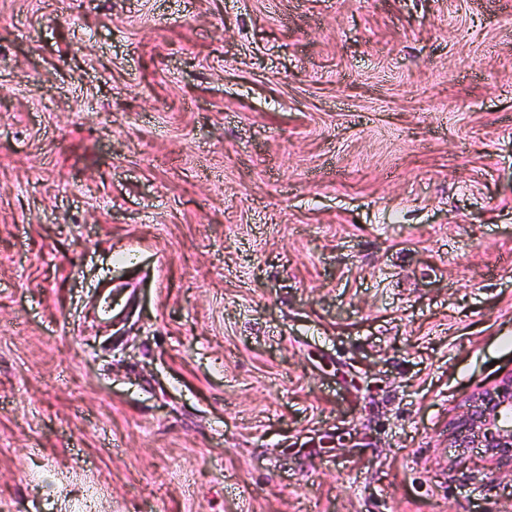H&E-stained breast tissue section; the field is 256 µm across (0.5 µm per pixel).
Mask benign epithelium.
<instances>
[{
	"instance_id": "benign-epithelium-1",
	"label": "benign epithelium",
	"mask_w": 512,
	"mask_h": 512,
	"mask_svg": "<svg viewBox=\"0 0 512 512\" xmlns=\"http://www.w3.org/2000/svg\"><path fill=\"white\" fill-rule=\"evenodd\" d=\"M477 433L489 457L500 464L512 463V371L484 389L457 425L455 447H467V439Z\"/></svg>"
}]
</instances>
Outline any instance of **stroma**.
Listing matches in <instances>:
<instances>
[{
    "label": "stroma",
    "mask_w": 512,
    "mask_h": 512,
    "mask_svg": "<svg viewBox=\"0 0 512 512\" xmlns=\"http://www.w3.org/2000/svg\"><path fill=\"white\" fill-rule=\"evenodd\" d=\"M510 371L512 0H0V512H512ZM477 433L496 463H512V371L484 389L457 425L455 447L467 448L468 436Z\"/></svg>",
    "instance_id": "1"
}]
</instances>
